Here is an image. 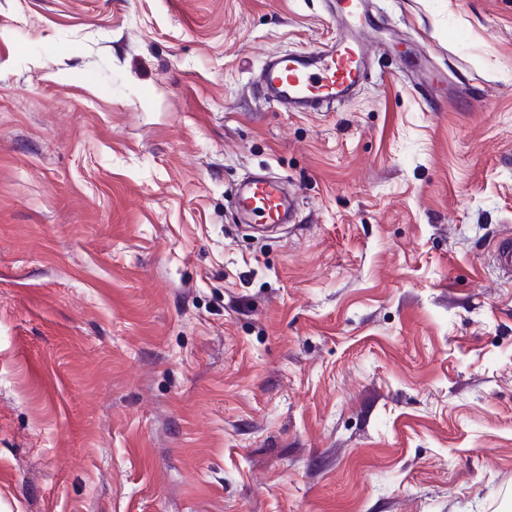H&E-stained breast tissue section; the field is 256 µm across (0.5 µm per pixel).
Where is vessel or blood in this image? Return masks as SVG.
Listing matches in <instances>:
<instances>
[{
  "mask_svg": "<svg viewBox=\"0 0 512 512\" xmlns=\"http://www.w3.org/2000/svg\"><path fill=\"white\" fill-rule=\"evenodd\" d=\"M343 32L302 54L270 56L257 84L259 94L291 112H318L352 100L365 81L367 39L373 16L367 0H337ZM237 209L253 224L291 222L293 203L277 182L256 177L236 196Z\"/></svg>",
  "mask_w": 512,
  "mask_h": 512,
  "instance_id": "b4317fda",
  "label": "vessel or blood"
}]
</instances>
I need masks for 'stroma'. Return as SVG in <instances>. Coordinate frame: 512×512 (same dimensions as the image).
Instances as JSON below:
<instances>
[{
    "mask_svg": "<svg viewBox=\"0 0 512 512\" xmlns=\"http://www.w3.org/2000/svg\"><path fill=\"white\" fill-rule=\"evenodd\" d=\"M371 9L288 112L333 0H0V512H512V0ZM336 1L343 34L302 54L270 56L256 85L264 99L289 112H320L355 97L368 75L367 39L374 17L367 0ZM237 209L253 224H288L292 221L293 203L277 182L256 177L244 185L236 196Z\"/></svg>",
    "mask_w": 512,
    "mask_h": 512,
    "instance_id": "1",
    "label": "stroma"
}]
</instances>
